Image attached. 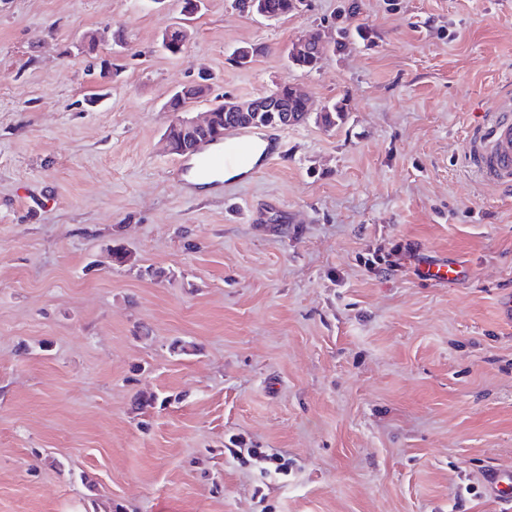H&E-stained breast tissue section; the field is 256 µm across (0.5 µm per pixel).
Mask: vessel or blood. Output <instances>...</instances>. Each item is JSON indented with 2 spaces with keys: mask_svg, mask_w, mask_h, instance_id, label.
I'll return each instance as SVG.
<instances>
[{
  "mask_svg": "<svg viewBox=\"0 0 512 512\" xmlns=\"http://www.w3.org/2000/svg\"><path fill=\"white\" fill-rule=\"evenodd\" d=\"M252 142L242 128L227 130L223 143L201 147L195 155L194 169L209 177L223 171L228 163H250ZM474 170L489 186L512 184V95L501 97L494 112L487 114L467 143ZM488 494L500 501L512 500V469L496 468L485 477Z\"/></svg>",
  "mask_w": 512,
  "mask_h": 512,
  "instance_id": "vessel-or-blood-1",
  "label": "vessel or blood"
}]
</instances>
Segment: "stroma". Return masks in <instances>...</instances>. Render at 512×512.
I'll return each instance as SVG.
<instances>
[{
  "instance_id": "obj_1",
  "label": "stroma",
  "mask_w": 512,
  "mask_h": 512,
  "mask_svg": "<svg viewBox=\"0 0 512 512\" xmlns=\"http://www.w3.org/2000/svg\"><path fill=\"white\" fill-rule=\"evenodd\" d=\"M180 9L0 0V512H505L484 477L512 468V188L465 151L512 91V0ZM315 34L329 52L292 66ZM202 69L192 118L285 80L311 101L206 195L163 142ZM265 9L274 16L275 19L288 17L298 10V5H302L303 0H261ZM262 5L257 4V0L246 2L245 11L257 14L268 20L273 17L266 12ZM322 46H326V44H324L321 41V39H319V38L314 39V38H307L304 36H300L292 44L290 50H291V52H294L295 54L299 53L303 57H299V58L291 61L292 64L298 68L313 70L315 68V66L317 65V63L312 65V62L309 61L307 59V57L310 59L315 58L314 51L318 47L321 48ZM304 55H306L307 57Z\"/></svg>"
}]
</instances>
